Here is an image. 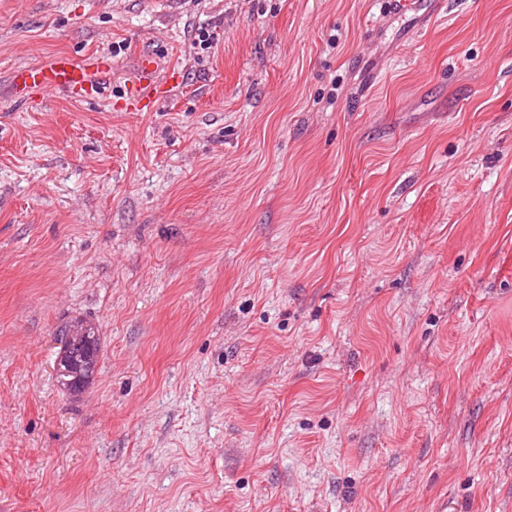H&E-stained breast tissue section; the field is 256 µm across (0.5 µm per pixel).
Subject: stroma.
<instances>
[{
	"label": "stroma",
	"mask_w": 512,
	"mask_h": 512,
	"mask_svg": "<svg viewBox=\"0 0 512 512\" xmlns=\"http://www.w3.org/2000/svg\"><path fill=\"white\" fill-rule=\"evenodd\" d=\"M0 512H512V0H0ZM107 67V60L99 57L78 65L68 54L59 53L43 64L15 70L11 77L14 98L26 104L54 91L76 98L98 93L111 75ZM138 75L140 90L143 94L132 103L136 110H142L141 103L143 101H148V103L156 102L158 87L162 83L178 84L181 81L180 72L174 69L169 71L165 79L161 81L157 73V67L153 65V61L148 55L140 57ZM67 330L68 325H65L57 334V338L64 339L60 341L61 352L56 372L68 390L77 392L90 382L95 373L99 333L97 326L87 320L75 321L66 335ZM78 349H81L80 352Z\"/></svg>",
	"instance_id": "35a3bbf8"
}]
</instances>
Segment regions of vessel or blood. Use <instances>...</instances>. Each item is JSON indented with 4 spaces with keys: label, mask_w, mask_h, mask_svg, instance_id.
Here are the masks:
<instances>
[{
    "label": "vessel or blood",
    "mask_w": 512,
    "mask_h": 512,
    "mask_svg": "<svg viewBox=\"0 0 512 512\" xmlns=\"http://www.w3.org/2000/svg\"><path fill=\"white\" fill-rule=\"evenodd\" d=\"M110 75L107 60L90 59L80 65L68 54L59 53L43 64L18 68L11 82L16 101L26 104L54 91H62L76 98L98 92ZM138 75L142 98L146 101L157 94L161 83L176 84L181 80L176 70L169 71L166 77H159L152 59L147 55L139 60Z\"/></svg>",
    "instance_id": "vessel-or-blood-1"
}]
</instances>
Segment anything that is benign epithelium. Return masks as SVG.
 <instances>
[{
	"label": "benign epithelium",
	"instance_id": "benign-epithelium-1",
	"mask_svg": "<svg viewBox=\"0 0 512 512\" xmlns=\"http://www.w3.org/2000/svg\"><path fill=\"white\" fill-rule=\"evenodd\" d=\"M60 346L57 375L66 383L68 390L77 392L90 382L97 367V326L87 320L74 322L68 334L60 341Z\"/></svg>",
	"mask_w": 512,
	"mask_h": 512
}]
</instances>
